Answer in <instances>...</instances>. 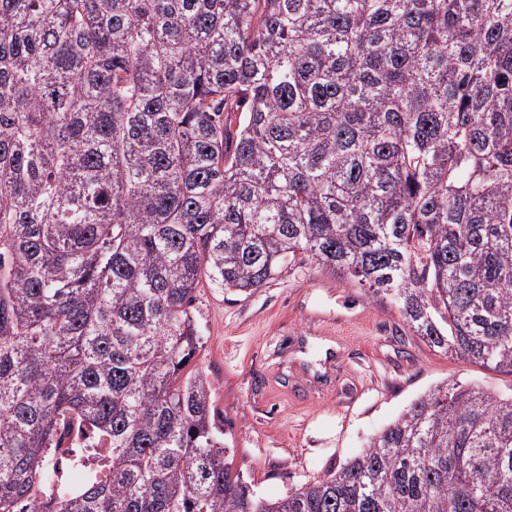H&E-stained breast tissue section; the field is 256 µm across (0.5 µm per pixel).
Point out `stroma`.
<instances>
[{
    "mask_svg": "<svg viewBox=\"0 0 512 512\" xmlns=\"http://www.w3.org/2000/svg\"><path fill=\"white\" fill-rule=\"evenodd\" d=\"M192 315L215 424L234 468L269 500L339 470L444 380L512 389L511 374L433 350L390 297L311 260L250 294L203 285Z\"/></svg>",
    "mask_w": 512,
    "mask_h": 512,
    "instance_id": "35a3bbf8",
    "label": "stroma"
}]
</instances>
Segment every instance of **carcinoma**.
<instances>
[{"instance_id":"1","label":"carcinoma","mask_w":512,"mask_h":512,"mask_svg":"<svg viewBox=\"0 0 512 512\" xmlns=\"http://www.w3.org/2000/svg\"><path fill=\"white\" fill-rule=\"evenodd\" d=\"M298 259L512 375V0H0V512H512V392L454 379L233 469L190 307Z\"/></svg>"}]
</instances>
